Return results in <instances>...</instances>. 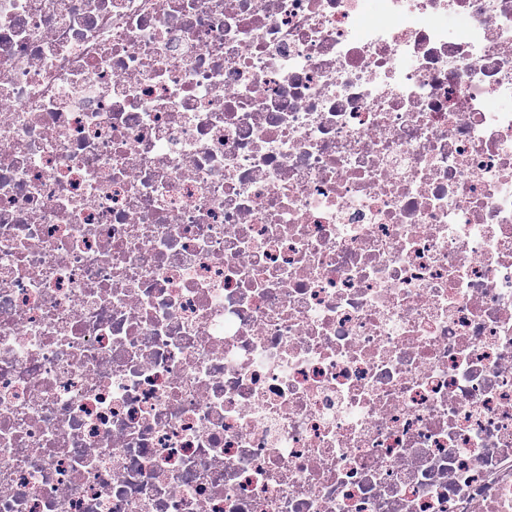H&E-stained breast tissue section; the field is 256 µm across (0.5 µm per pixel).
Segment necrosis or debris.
<instances>
[{"mask_svg": "<svg viewBox=\"0 0 512 512\" xmlns=\"http://www.w3.org/2000/svg\"><path fill=\"white\" fill-rule=\"evenodd\" d=\"M0 512H512V0H0Z\"/></svg>", "mask_w": 512, "mask_h": 512, "instance_id": "obj_1", "label": "necrosis or debris"}]
</instances>
